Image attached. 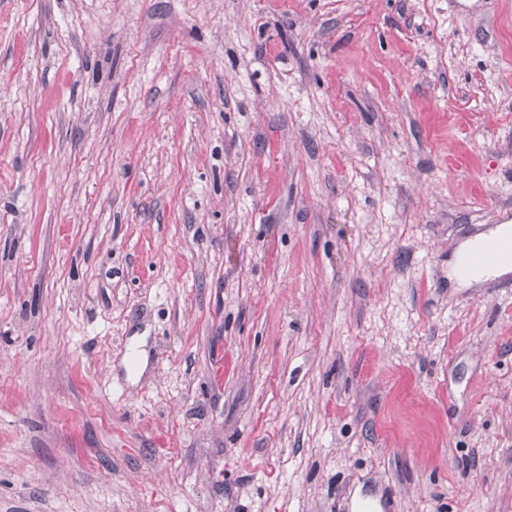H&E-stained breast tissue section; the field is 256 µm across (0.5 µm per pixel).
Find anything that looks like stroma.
<instances>
[{
    "mask_svg": "<svg viewBox=\"0 0 512 512\" xmlns=\"http://www.w3.org/2000/svg\"><path fill=\"white\" fill-rule=\"evenodd\" d=\"M461 3L0 0V512H512V273L449 275L512 0Z\"/></svg>",
    "mask_w": 512,
    "mask_h": 512,
    "instance_id": "1",
    "label": "stroma"
}]
</instances>
